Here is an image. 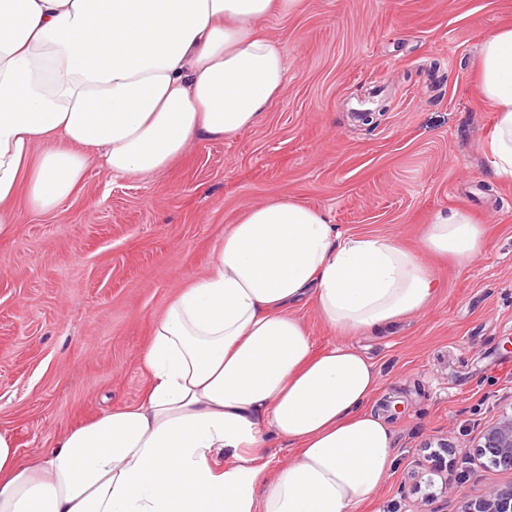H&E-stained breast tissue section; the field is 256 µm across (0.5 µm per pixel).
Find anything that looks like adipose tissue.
Masks as SVG:
<instances>
[{
	"instance_id": "ef3b65f1",
	"label": "adipose tissue",
	"mask_w": 512,
	"mask_h": 512,
	"mask_svg": "<svg viewBox=\"0 0 512 512\" xmlns=\"http://www.w3.org/2000/svg\"><path fill=\"white\" fill-rule=\"evenodd\" d=\"M300 0H0V237L60 208L99 165L146 179L193 140L258 125L286 77L260 20ZM487 162L512 178V26L482 44ZM485 230L439 210L424 252L463 262ZM422 251V252H423ZM420 254V253H419ZM396 239L345 236L281 197L224 233L210 273L156 319L143 399L21 457L0 431V512H359L393 463L365 405L381 382L348 344L425 311L439 283ZM312 300L340 342L315 347ZM288 456L265 457L268 436ZM290 314L298 318L308 329L315 346L321 348L333 342H339L341 337L333 334L319 319L313 303L310 300L301 302L291 309Z\"/></svg>"
}]
</instances>
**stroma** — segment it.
I'll return each instance as SVG.
<instances>
[{
    "label": "stroma",
    "mask_w": 512,
    "mask_h": 512,
    "mask_svg": "<svg viewBox=\"0 0 512 512\" xmlns=\"http://www.w3.org/2000/svg\"><path fill=\"white\" fill-rule=\"evenodd\" d=\"M509 24L512 0H303L259 23L288 64L261 123L144 180L91 167L58 210L22 211L0 238V430L21 456L136 404L156 318L249 207L288 196L415 252L439 209L483 224L477 260L424 255L442 284L426 312L349 339L381 373L368 407L395 456L363 512H418L428 490L411 474L430 440H447L446 463L471 461L435 476L433 512L511 485L512 469L471 460L477 427L512 410V179L488 171L477 84L484 39Z\"/></svg>",
    "instance_id": "obj_1"
}]
</instances>
